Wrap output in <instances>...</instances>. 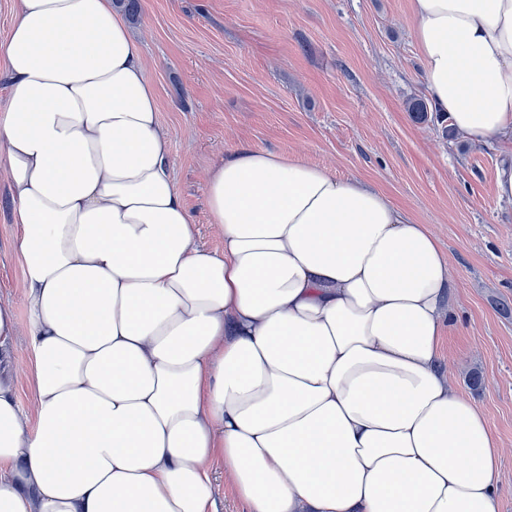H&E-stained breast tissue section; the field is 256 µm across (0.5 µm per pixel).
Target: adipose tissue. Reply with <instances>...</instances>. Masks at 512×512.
Wrapping results in <instances>:
<instances>
[{
	"label": "adipose tissue",
	"instance_id": "adipose-tissue-1",
	"mask_svg": "<svg viewBox=\"0 0 512 512\" xmlns=\"http://www.w3.org/2000/svg\"><path fill=\"white\" fill-rule=\"evenodd\" d=\"M433 106L508 143L512 0H410ZM0 118L31 410L0 376V512H498L500 449L440 365L453 273L379 189L262 148L225 153L201 247L157 92L113 0H17ZM213 469L218 511L247 512L246 505L236 497L227 484H224V473L222 468L220 466H215Z\"/></svg>",
	"mask_w": 512,
	"mask_h": 512
}]
</instances>
